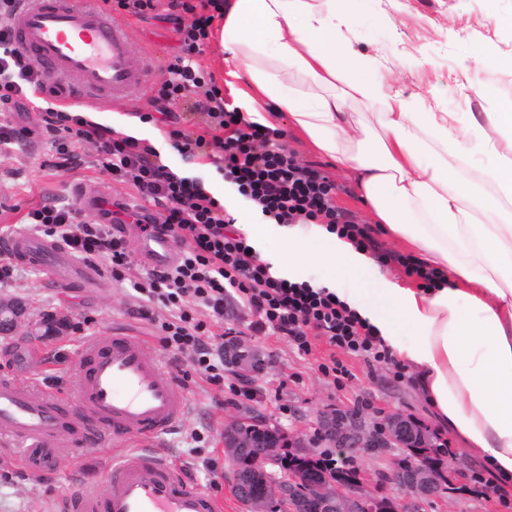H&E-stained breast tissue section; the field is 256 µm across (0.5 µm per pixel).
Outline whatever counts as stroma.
Returning <instances> with one entry per match:
<instances>
[{
	"instance_id": "stroma-1",
	"label": "stroma",
	"mask_w": 512,
	"mask_h": 512,
	"mask_svg": "<svg viewBox=\"0 0 512 512\" xmlns=\"http://www.w3.org/2000/svg\"><path fill=\"white\" fill-rule=\"evenodd\" d=\"M374 9L386 12L390 24L358 19L350 41L358 51L378 57L406 93L431 103L434 111L453 113L457 126L463 128L483 112L512 100V70H485L479 64L484 52L512 56V27L505 24L512 17V0H376ZM111 19L130 30L134 53L144 58L153 78H160L180 52L173 23L156 12L135 18L116 11ZM223 25V20H215L214 32L195 60L213 74L226 102L236 106L247 84L232 77L235 65L223 59L219 36ZM449 27L465 30V38L446 39L444 31ZM464 58L480 81L479 94L467 97L457 91L465 81L459 69ZM150 95L151 90L146 87L118 102H83L69 97L65 103L70 109L121 131L137 122L136 114L147 109ZM11 119L34 129L35 134L9 155H0V233L8 235L21 228L29 211L47 203L75 207L81 210L84 219L95 220V213L86 209L85 201L100 193L107 202L125 203L134 209L143 205L154 217H161V206L142 203L135 190L113 181L108 172L98 167L92 146H85L76 162L59 166L54 137L43 130L42 115L34 104L12 113ZM271 122L285 131L284 142L299 161L315 165L336 183L337 207L352 213L360 223L373 224L371 208L360 198L352 178L291 128L287 113H278ZM141 137L164 155L172 170L200 178L223 198L227 209L240 212L241 198L225 187L215 163L174 151L165 133L153 125H143ZM139 235L136 226L124 235L131 261L124 278L113 276L110 262L101 258L96 265L105 282L97 288L52 287L47 273L30 265L22 266L17 279L0 288V298L25 301L32 317L53 314L72 325L66 336L39 342L45 363L37 370L21 373V380L50 392L70 393L82 341L111 331L139 338L167 373L174 375L187 368L188 356L166 350L154 323L142 318L141 312L148 303L130 287L131 279L147 269L138 251ZM253 319L250 310L237 301H229L224 308L225 326L241 331L242 341L261 349L267 358L266 369L250 380L251 386L259 391L256 400L250 403L253 415L299 435L313 433L320 413L326 409L357 412L371 419L399 412L432 425L430 406L411 379L397 377L395 363H370L361 356L337 353L321 339L315 341L312 353L305 356L284 337L252 331ZM333 357L343 365V373L328 375L323 371V363ZM240 384V379L229 372L220 387L209 384L202 375H193L185 388L188 410L179 428L165 441L168 451L183 464L190 478L223 498L224 512H249L248 506L232 492L231 468L224 459L221 440L225 425L239 414L241 403L233 389ZM451 448L453 453L445 464L449 489L425 512H512V493L489 500L470 493L471 475L483 474L484 469L459 443H452ZM115 453V447L102 446L64 457L52 479L39 480L23 468L10 449L0 447V512H55L56 497L72 481L102 484ZM353 457L359 478L369 491L396 502L404 500V491L389 478L394 464L404 458L402 449L378 454L361 448Z\"/></svg>"
}]
</instances>
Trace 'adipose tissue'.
<instances>
[{
  "label": "adipose tissue",
  "mask_w": 512,
  "mask_h": 512,
  "mask_svg": "<svg viewBox=\"0 0 512 512\" xmlns=\"http://www.w3.org/2000/svg\"><path fill=\"white\" fill-rule=\"evenodd\" d=\"M366 0H231L221 46L245 73L243 105L266 123L276 107L372 205L380 230L444 282L423 288L380 270L369 252L321 224H241L278 274L321 284L374 326L410 369L433 411L512 490V150L485 127L512 134V104L473 124L468 149L444 112L426 108L353 50L346 30ZM368 111L356 123L351 103ZM487 156L477 162L474 151ZM279 247L269 251L267 244Z\"/></svg>",
  "instance_id": "adipose-tissue-1"
}]
</instances>
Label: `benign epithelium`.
I'll return each mask as SVG.
<instances>
[{"instance_id":"benign-epithelium-1","label":"benign epithelium","mask_w":512,"mask_h":512,"mask_svg":"<svg viewBox=\"0 0 512 512\" xmlns=\"http://www.w3.org/2000/svg\"><path fill=\"white\" fill-rule=\"evenodd\" d=\"M25 312L16 302L0 301V335L11 336ZM224 364L235 374L251 376L264 367L261 354L246 348L237 339L224 342ZM426 430L403 414L391 413L371 424L361 416L325 412L320 416L312 439L292 441L279 429H271L265 440L255 442L239 432L238 422L224 428V451L231 459L243 455L254 460L247 475L232 472L231 486L235 493L251 501L253 512H268L270 505L286 502L289 512H378L379 502L365 492L360 483L324 478L309 481L296 476L276 478L266 466L274 462L280 448L295 446L303 455L314 454V448L325 442L332 448H411L425 441ZM391 479L406 493L404 502L393 507L395 512H422L424 505L445 493L435 472L426 468L393 470Z\"/></svg>"}]
</instances>
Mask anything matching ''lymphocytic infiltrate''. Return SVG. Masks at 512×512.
<instances>
[{"mask_svg": "<svg viewBox=\"0 0 512 512\" xmlns=\"http://www.w3.org/2000/svg\"><path fill=\"white\" fill-rule=\"evenodd\" d=\"M103 4L135 17L162 7L178 23L180 53L155 82L150 109L141 113V122L169 125L168 137L177 152L217 161L225 184L263 220L326 225L330 232L374 252L380 262L403 267L423 287H436L440 272L422 267L412 256L384 251L365 225L336 209L335 183L312 165L298 161L283 141V130L225 107L213 75L193 59L209 38L214 20L223 17L224 0H103ZM17 8L18 0H0V113L12 112L26 100L30 89L48 90L43 121L57 138L61 159L75 160L82 146L92 145L103 170L129 184L141 199L163 207L162 221L142 214V232L164 233L183 245L174 266L146 272L132 283L133 290L147 301L171 311V318L159 325L165 349L188 354L193 370L206 375L210 383L221 384L224 364L215 360L209 346L213 328H206L194 313L207 308L213 327L223 326L224 302L232 298L254 313V332L287 337L300 354H310L312 338L321 337L344 352L389 361V351L372 326L335 293L306 281L291 283L274 276L270 264L236 229L233 215L201 179L173 172L152 145L58 105L57 90L48 89L45 75L13 43L11 19ZM184 14L191 17L185 26L179 23ZM199 88L209 101L201 113L202 129L171 128L172 106ZM26 218L37 232L81 258H108L116 270L129 264L126 240L109 225L82 221L75 208L45 205L28 212Z\"/></svg>", "mask_w": 512, "mask_h": 512, "instance_id": "obj_1", "label": "lymphocytic infiltrate"}]
</instances>
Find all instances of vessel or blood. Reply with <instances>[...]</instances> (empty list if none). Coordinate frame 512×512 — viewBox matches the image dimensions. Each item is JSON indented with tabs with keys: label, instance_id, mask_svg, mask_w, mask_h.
<instances>
[{
	"label": "vessel or blood",
	"instance_id": "b4317fda",
	"mask_svg": "<svg viewBox=\"0 0 512 512\" xmlns=\"http://www.w3.org/2000/svg\"><path fill=\"white\" fill-rule=\"evenodd\" d=\"M15 45L38 59L49 81L85 100L125 99L148 73L131 49L128 28L101 14L92 0H20L12 19ZM18 262L46 267L63 288H90L97 268L70 258L54 241L19 230L0 238V251ZM142 260L174 263L178 247L167 236H145ZM187 407L184 389L164 375L142 341L117 332L82 343L71 394L56 396L0 375V443L27 471L50 478L62 455L112 444L103 484L79 483L60 496L57 512H223L222 501L155 451Z\"/></svg>",
	"mask_w": 512,
	"mask_h": 512
}]
</instances>
